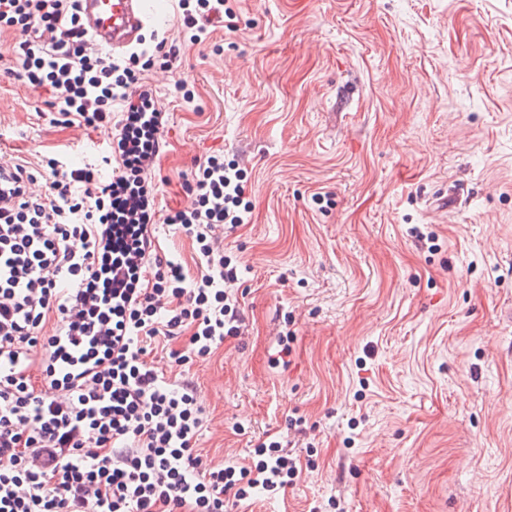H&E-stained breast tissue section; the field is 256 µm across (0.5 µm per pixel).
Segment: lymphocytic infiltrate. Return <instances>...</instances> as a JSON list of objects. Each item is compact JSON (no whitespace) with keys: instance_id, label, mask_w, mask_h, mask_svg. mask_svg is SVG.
I'll list each match as a JSON object with an SVG mask.
<instances>
[{"instance_id":"1","label":"lymphocytic infiltrate","mask_w":512,"mask_h":512,"mask_svg":"<svg viewBox=\"0 0 512 512\" xmlns=\"http://www.w3.org/2000/svg\"><path fill=\"white\" fill-rule=\"evenodd\" d=\"M195 2L183 24L201 44L229 11ZM4 29L20 35L28 83L52 88L63 123L103 131L115 165L104 181L56 158L38 171L0 163V512H226L286 488L299 469L276 440L250 466L204 464L192 382H167L149 359L184 333L170 359H203L239 331L220 230L245 221L240 173L209 158L185 185L190 207L164 218L196 244L201 276L188 281L156 255L147 191L163 115L142 71L85 51L78 0H0ZM41 173L49 191L36 195Z\"/></svg>"}]
</instances>
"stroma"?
<instances>
[{"instance_id":"obj_1","label":"stroma","mask_w":512,"mask_h":512,"mask_svg":"<svg viewBox=\"0 0 512 512\" xmlns=\"http://www.w3.org/2000/svg\"><path fill=\"white\" fill-rule=\"evenodd\" d=\"M192 44L178 0L145 73L167 114L159 215L212 156L241 169L224 252L244 322L166 379L196 387L195 451L249 465L270 437L302 467L228 512H512V0H227ZM0 34V161L83 165ZM184 81L191 98L176 93ZM189 279L185 233L157 224Z\"/></svg>"}]
</instances>
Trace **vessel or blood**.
<instances>
[{"mask_svg": "<svg viewBox=\"0 0 512 512\" xmlns=\"http://www.w3.org/2000/svg\"><path fill=\"white\" fill-rule=\"evenodd\" d=\"M166 0H79L87 48L119 57L139 45L146 28L162 26Z\"/></svg>", "mask_w": 512, "mask_h": 512, "instance_id": "vessel-or-blood-1", "label": "vessel or blood"}]
</instances>
